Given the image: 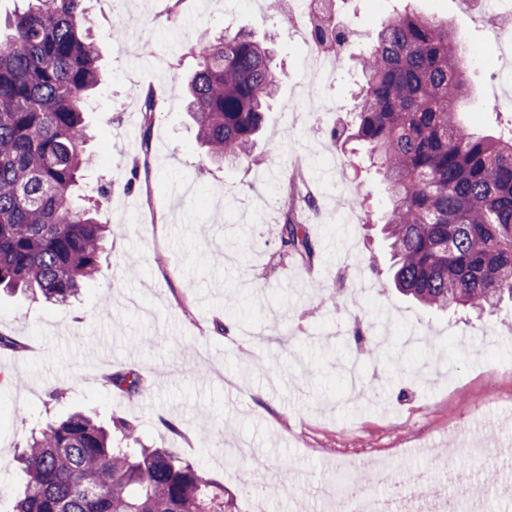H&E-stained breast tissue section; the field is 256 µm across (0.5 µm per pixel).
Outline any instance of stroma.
I'll use <instances>...</instances> for the list:
<instances>
[{"label": "stroma", "mask_w": 512, "mask_h": 512, "mask_svg": "<svg viewBox=\"0 0 512 512\" xmlns=\"http://www.w3.org/2000/svg\"><path fill=\"white\" fill-rule=\"evenodd\" d=\"M102 82L87 105L92 164L81 191L110 186L109 217L121 224L96 280L60 305L0 291V512H15L27 476L16 457L32 430L77 410L139 428L223 485L234 512H251L246 482L266 470L265 512H328L319 485L347 476L350 454L390 459L413 473L462 438L486 446L435 476L429 495L462 512L476 498L512 512V303L482 316L423 311L387 280L378 221L384 185H355L343 166L323 179L332 142L326 122L284 116L308 91V51L258 0H194L167 46L171 0H87ZM419 15L449 22L476 45L473 93L461 118L494 133L512 120L496 107L512 93L504 45L470 18L461 0H414ZM126 21L113 27L114 15ZM233 25L274 49L278 90L254 146L258 165L210 163L187 114L190 52L201 31ZM154 88L149 166H141L143 97ZM364 193L355 223L336 213L334 182ZM313 191L318 212L302 206ZM307 221L311 258L285 255L278 228ZM376 337L365 357L354 328ZM147 384L131 397L107 383L119 370Z\"/></svg>", "instance_id": "35a3bbf8"}]
</instances>
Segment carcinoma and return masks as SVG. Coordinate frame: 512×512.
<instances>
[{
    "label": "carcinoma",
    "mask_w": 512,
    "mask_h": 512,
    "mask_svg": "<svg viewBox=\"0 0 512 512\" xmlns=\"http://www.w3.org/2000/svg\"><path fill=\"white\" fill-rule=\"evenodd\" d=\"M0 34V286L54 302L93 280L106 238L110 188L74 193L86 164L83 103L103 77L84 0H26ZM190 115L209 159L249 167L262 114L277 90L270 49L230 27L196 42ZM352 137L389 186L384 210L392 281L429 310L481 313L512 301V123L486 135L460 118L468 64L452 27L400 0L358 57ZM285 253L310 257L292 218ZM108 383L128 395L140 376ZM20 462L28 476L15 512H224V487L135 424L110 430L84 413L47 425Z\"/></svg>",
    "instance_id": "carcinoma-1"
}]
</instances>
